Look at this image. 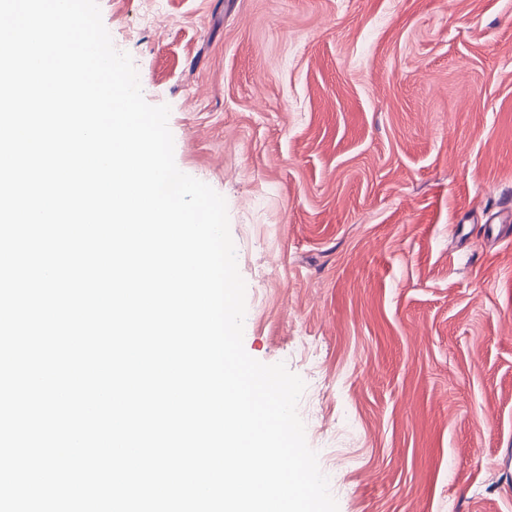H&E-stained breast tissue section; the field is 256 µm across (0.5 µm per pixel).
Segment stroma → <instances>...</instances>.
Returning a JSON list of instances; mask_svg holds the SVG:
<instances>
[{"instance_id": "stroma-1", "label": "stroma", "mask_w": 512, "mask_h": 512, "mask_svg": "<svg viewBox=\"0 0 512 512\" xmlns=\"http://www.w3.org/2000/svg\"><path fill=\"white\" fill-rule=\"evenodd\" d=\"M98 4L338 512H512V0Z\"/></svg>"}]
</instances>
